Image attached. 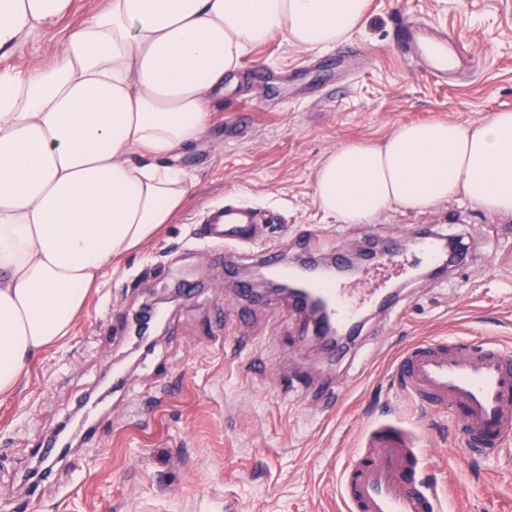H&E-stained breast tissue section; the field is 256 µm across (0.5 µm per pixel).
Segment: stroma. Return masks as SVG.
I'll return each instance as SVG.
<instances>
[{
    "mask_svg": "<svg viewBox=\"0 0 512 512\" xmlns=\"http://www.w3.org/2000/svg\"><path fill=\"white\" fill-rule=\"evenodd\" d=\"M95 6L75 0L29 48L0 56V67L48 61ZM404 18L441 24L471 45L481 68L450 86L425 79L392 49ZM350 40L368 59L354 73L312 69L331 51H303L278 35L242 57L221 111L172 159L192 177L185 208L105 271L70 336L0 401V512H343L339 473L361 428L388 409L417 424L425 477L449 491L452 512H512V461L456 459L445 414L410 411L392 372L404 345L428 336L512 342V215L463 198L345 224L314 199L315 172L336 147L379 141L407 122L468 124L512 109V0H368ZM230 195L279 212L264 241L292 255L350 254L368 239L428 226L471 242L470 258L444 282L403 280L396 309L374 315L364 343L331 365L286 302L243 317L230 301L223 265L196 236L206 208ZM185 280L201 286L195 301L174 291ZM158 301L169 311L160 339L123 387L103 392L108 364L133 348L136 317ZM327 388L339 394L332 411L318 398ZM97 394L94 440L77 436L48 479L28 483L42 439Z\"/></svg>",
    "mask_w": 512,
    "mask_h": 512,
    "instance_id": "stroma-1",
    "label": "stroma"
}]
</instances>
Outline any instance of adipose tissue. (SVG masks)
Segmentation results:
<instances>
[{
  "label": "adipose tissue",
  "mask_w": 512,
  "mask_h": 512,
  "mask_svg": "<svg viewBox=\"0 0 512 512\" xmlns=\"http://www.w3.org/2000/svg\"><path fill=\"white\" fill-rule=\"evenodd\" d=\"M366 4L100 0L50 62L0 69V398L69 336L103 271L183 209L191 177L169 160L208 129L242 56L275 34L329 49L360 30ZM73 7L0 0V54L25 50ZM314 197L346 224L459 197L512 214V111L340 146Z\"/></svg>",
  "instance_id": "obj_1"
}]
</instances>
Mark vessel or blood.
I'll use <instances>...</instances> for the list:
<instances>
[{
    "mask_svg": "<svg viewBox=\"0 0 512 512\" xmlns=\"http://www.w3.org/2000/svg\"><path fill=\"white\" fill-rule=\"evenodd\" d=\"M400 56L429 80L446 82L450 75L477 70L473 48L452 37L440 25L408 20L394 41ZM261 215L234 199L209 206L201 220L200 237L214 259L232 273L240 248L256 245ZM462 248L446 253L434 233L419 236L412 252L392 246L373 254L362 276L370 289L355 293L335 276L300 266L287 249L258 247L256 261L282 279L301 280L306 291L325 304V315L337 328L358 334L371 307H390L394 278L408 275L416 264L437 268L448 260H464ZM246 309H265L272 298L244 280L235 287ZM399 394L417 410H440L468 455L496 461L512 454V347L488 337L480 345L462 347L444 338L418 340L403 348L395 361ZM428 457L420 433L393 416L375 419L360 435L350 462L339 475V495L345 512H444L436 486L424 477Z\"/></svg>",
    "mask_w": 512,
    "mask_h": 512,
    "instance_id": "b4317fda",
    "label": "vessel or blood"
}]
</instances>
